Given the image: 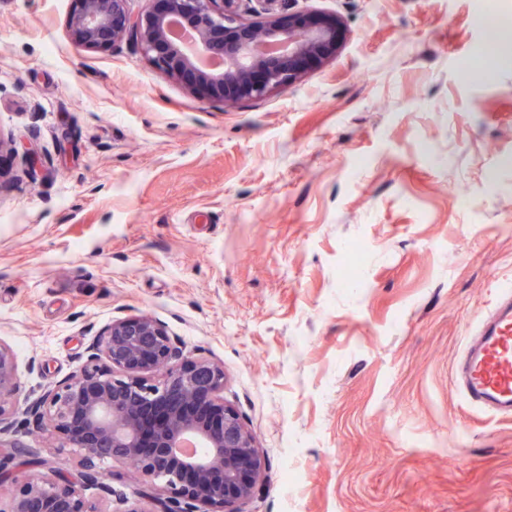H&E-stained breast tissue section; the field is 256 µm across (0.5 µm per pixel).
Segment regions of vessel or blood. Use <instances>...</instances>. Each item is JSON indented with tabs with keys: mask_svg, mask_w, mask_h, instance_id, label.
Returning a JSON list of instances; mask_svg holds the SVG:
<instances>
[{
	"mask_svg": "<svg viewBox=\"0 0 512 512\" xmlns=\"http://www.w3.org/2000/svg\"><path fill=\"white\" fill-rule=\"evenodd\" d=\"M456 386L476 410L512 417V285H503L456 362Z\"/></svg>",
	"mask_w": 512,
	"mask_h": 512,
	"instance_id": "b4317fda",
	"label": "vessel or blood"
}]
</instances>
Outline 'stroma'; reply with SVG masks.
<instances>
[{
	"mask_svg": "<svg viewBox=\"0 0 512 512\" xmlns=\"http://www.w3.org/2000/svg\"><path fill=\"white\" fill-rule=\"evenodd\" d=\"M501 3L280 0L343 44L226 106L133 43L76 50L74 0H0V443L78 473L26 407L144 314L223 365L267 458L245 512H512V419L452 375L512 284V58L474 53ZM98 470L127 512L134 471ZM17 390V363L13 351L0 343V432L11 415V402Z\"/></svg>",
	"mask_w": 512,
	"mask_h": 512,
	"instance_id": "1",
	"label": "stroma"
}]
</instances>
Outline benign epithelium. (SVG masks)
I'll return each instance as SVG.
<instances>
[{
	"instance_id": "1",
	"label": "benign epithelium",
	"mask_w": 512,
	"mask_h": 512,
	"mask_svg": "<svg viewBox=\"0 0 512 512\" xmlns=\"http://www.w3.org/2000/svg\"><path fill=\"white\" fill-rule=\"evenodd\" d=\"M76 0L69 17L77 49L106 50L123 39L190 89L230 103L264 97L337 50L339 17L312 12L278 17V0ZM84 364L28 407L37 428L81 454L77 477L0 454V484L14 493L0 512H103L83 495L97 465L132 467L139 504L126 512H243L267 462L235 408L224 401V368L192 358L146 315L112 321L86 347ZM17 390L13 351L0 343V425ZM193 441L203 452L181 451Z\"/></svg>"
}]
</instances>
